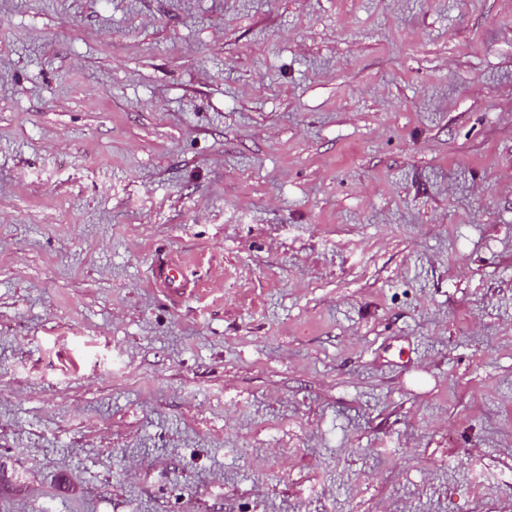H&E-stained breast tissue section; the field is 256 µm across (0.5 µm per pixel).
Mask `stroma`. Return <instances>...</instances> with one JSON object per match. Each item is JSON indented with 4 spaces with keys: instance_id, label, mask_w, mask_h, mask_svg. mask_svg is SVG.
Masks as SVG:
<instances>
[{
    "instance_id": "obj_1",
    "label": "stroma",
    "mask_w": 512,
    "mask_h": 512,
    "mask_svg": "<svg viewBox=\"0 0 512 512\" xmlns=\"http://www.w3.org/2000/svg\"><path fill=\"white\" fill-rule=\"evenodd\" d=\"M201 500L512 512V0H0V512ZM183 262L180 256L169 255L154 275V285L174 291H184L190 282L182 274Z\"/></svg>"
}]
</instances>
